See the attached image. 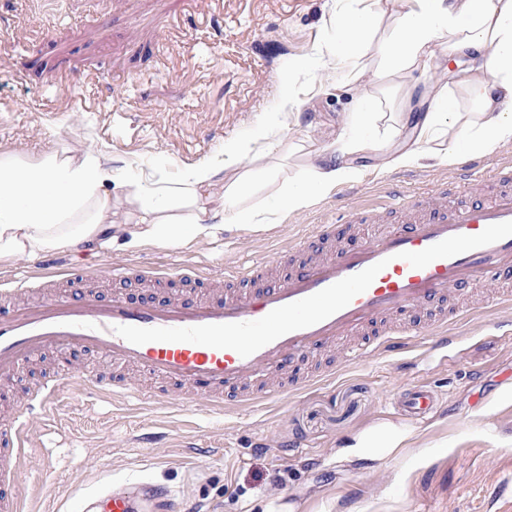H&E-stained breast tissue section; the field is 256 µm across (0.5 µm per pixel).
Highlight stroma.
I'll list each match as a JSON object with an SVG mask.
<instances>
[{
    "label": "stroma",
    "instance_id": "stroma-1",
    "mask_svg": "<svg viewBox=\"0 0 512 512\" xmlns=\"http://www.w3.org/2000/svg\"><path fill=\"white\" fill-rule=\"evenodd\" d=\"M368 8L379 17L356 59L336 56L337 14ZM403 0H0V152L30 164L53 148L111 158L125 182H177L223 151L259 119L274 120L283 95L300 104L286 135L294 151L272 157L269 177L243 202L267 208L306 176L316 150L354 139L352 113L370 107L368 140L395 150L412 136L399 119L403 87L449 91L461 107L475 95L447 82L461 62L422 63L384 77L378 46ZM363 173L266 227L229 224L208 237L140 248L113 243L68 254L95 272L113 262L176 267L195 262L213 275L257 254L276 255L305 227L338 222L336 242L356 245L370 224L340 225L341 211L393 182L431 191L454 175L456 159L432 153L390 168L375 152L346 157ZM479 313L456 326L462 341L415 360L367 354L296 394L220 414L183 411L131 397L61 391L31 430L15 483L40 488L34 512H78L84 497L148 478L207 512H512L495 494L512 485V335H473ZM53 356L0 382V412L23 406L56 370ZM426 385L441 407L404 421L393 403ZM410 423L418 451L343 466L336 450L351 434ZM281 484H274V477Z\"/></svg>",
    "mask_w": 512,
    "mask_h": 512
}]
</instances>
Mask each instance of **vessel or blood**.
I'll list each match as a JSON object with an SVG mask.
<instances>
[{
	"mask_svg": "<svg viewBox=\"0 0 512 512\" xmlns=\"http://www.w3.org/2000/svg\"><path fill=\"white\" fill-rule=\"evenodd\" d=\"M464 161L435 193L409 195L389 187L383 201L348 214L352 224L379 230L360 246L314 255L315 241L336 237L332 224H317L275 257H255L215 278L197 266L145 269L112 267L111 297L92 289L71 296L43 294L12 300L13 291L34 289L21 279L0 289V380L20 363L69 348L107 352L114 364L147 372L159 387L143 390L132 380L104 379L89 370L46 380L0 431V466L25 464L28 421L53 408L61 387L113 396L144 395L184 409L207 403L215 411L252 407L317 382L298 361L308 353L349 339L353 354L377 352L419 357L455 341L465 310L462 298L487 280L498 286L482 308L512 305V161L499 162L479 202L463 199L461 185L475 182ZM155 282L168 296L127 295L132 285ZM438 402L425 388L410 389L401 414L420 417ZM138 490L158 512H198L166 484L142 482ZM81 512H135L132 496L103 490Z\"/></svg>",
	"mask_w": 512,
	"mask_h": 512,
	"instance_id": "vessel-or-blood-1",
	"label": "vessel or blood"
}]
</instances>
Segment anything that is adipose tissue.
Instances as JSON below:
<instances>
[{
  "mask_svg": "<svg viewBox=\"0 0 512 512\" xmlns=\"http://www.w3.org/2000/svg\"><path fill=\"white\" fill-rule=\"evenodd\" d=\"M377 25L376 14L369 11L339 16L338 57L351 59ZM441 48L467 58L464 86L476 92L477 109L462 111L453 95L432 92L430 109L415 119L413 147L390 156L389 165H413L443 139L452 154L486 152L512 141V0H412L408 10L394 17L379 53L388 73L396 74L436 59ZM287 148V140H271L267 124L261 122L246 137L225 143V161L202 164L178 183L151 189L114 182L111 166L94 156L53 149L30 165L2 153L0 268L22 256L77 252L101 240L120 239L129 248L179 242L187 224L196 237L210 235L223 224H261L263 211L244 212L241 203L272 152ZM333 155L328 147L317 151L308 177L277 196L273 214L301 209L340 181L358 177V168L337 164ZM219 181L224 193L217 200L213 188ZM124 208L137 213L136 229H129L121 216ZM417 445L411 429L380 424L352 435L336 458L342 463L383 459Z\"/></svg>",
  "mask_w": 512,
  "mask_h": 512,
  "instance_id": "obj_1",
  "label": "adipose tissue"
}]
</instances>
